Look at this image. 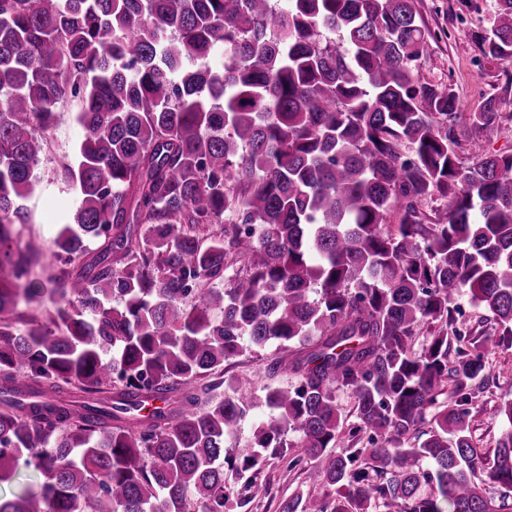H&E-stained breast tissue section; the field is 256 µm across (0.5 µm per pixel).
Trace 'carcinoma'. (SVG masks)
<instances>
[{"instance_id":"obj_1","label":"carcinoma","mask_w":512,"mask_h":512,"mask_svg":"<svg viewBox=\"0 0 512 512\" xmlns=\"http://www.w3.org/2000/svg\"><path fill=\"white\" fill-rule=\"evenodd\" d=\"M284 2L0 0V485L44 476L0 512H225L255 488L225 470L290 431L332 512H512V401L480 483L468 423L485 352L512 346V153L482 144L497 102L464 124L453 86L418 77L416 0ZM478 46L512 59V0ZM72 103L56 306L14 317L42 293L41 244H15L41 132ZM435 197L451 205L432 220ZM462 292L499 337L452 354ZM269 343L268 374L295 384L266 391L277 416L226 457L256 397L216 401L210 376ZM341 388L372 432L345 456Z\"/></svg>"}]
</instances>
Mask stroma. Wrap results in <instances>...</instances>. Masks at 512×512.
Here are the masks:
<instances>
[{"label": "stroma", "instance_id": "stroma-1", "mask_svg": "<svg viewBox=\"0 0 512 512\" xmlns=\"http://www.w3.org/2000/svg\"><path fill=\"white\" fill-rule=\"evenodd\" d=\"M496 0H417V10L424 25L436 40L426 60L419 66L421 80L444 87L454 85L462 115L479 111L487 97H495L501 116L497 127L488 129L483 143L492 152L512 151V61L486 62L480 55L477 37L492 25ZM82 136L72 109L58 112L46 133L47 146L35 169V185L26 201L29 221L20 225V239L40 238L45 250L42 266L53 261V240L64 214L71 204L73 192L64 164L70 160ZM278 349L248 348L224 365L225 376L241 378L244 386L256 393L266 387L284 388L292 382L291 375L268 377L266 366ZM488 389L476 391L471 404L469 425L476 446L488 454L505 426L497 408L512 401V348L493 347L486 355ZM298 448H289L286 455L264 459L245 472L244 480L254 481L257 493L247 504L231 500L226 512H279L282 500L294 494L329 495L328 486L317 477L309 461L300 457Z\"/></svg>", "mask_w": 512, "mask_h": 512}]
</instances>
